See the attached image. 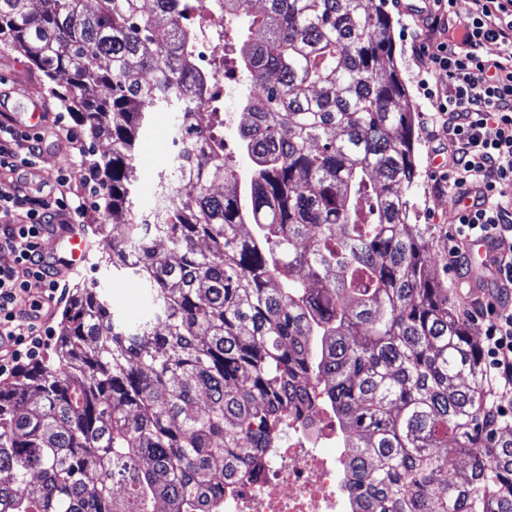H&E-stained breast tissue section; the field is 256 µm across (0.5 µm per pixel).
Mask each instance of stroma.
<instances>
[{
    "label": "stroma",
    "mask_w": 512,
    "mask_h": 512,
    "mask_svg": "<svg viewBox=\"0 0 512 512\" xmlns=\"http://www.w3.org/2000/svg\"><path fill=\"white\" fill-rule=\"evenodd\" d=\"M418 0H384L383 8L392 19V53L402 78L410 111L417 124L415 129V161L419 173L418 185L410 195V221L414 224H430L435 230L434 249L437 263L436 277L448 284L456 310L471 326L476 339H483L484 315L475 313L467 286L461 284L448 257V245L455 220L452 197L436 187L441 173L448 169V153L437 142L427 138L422 124L424 115L431 110V102L424 96L420 85L431 81L432 76L422 67L419 57L424 47L447 40L449 28L458 25L471 11L472 0H455L448 13L446 26L431 30L418 22L413 11ZM64 79L48 82L28 60L16 51H0V113H7L17 129H24L38 102L48 105L49 114H60L61 125L46 123L43 132L46 146L33 166L20 167L19 177L44 191L55 190V178L67 175L68 199L89 196L81 176L85 163L80 152L88 138L71 114L63 112L53 97V89L64 88ZM176 124L175 113L161 110L153 113L148 130L138 141V156L148 168L140 174V189L134 198L137 210H151L156 203L155 188L167 179L171 168L163 158L170 148ZM68 286L82 284L101 289L108 297L115 312L127 321L135 322L150 310L143 282L134 276L113 271L106 264L87 262L80 271L68 274Z\"/></svg>",
    "instance_id": "35a3bbf8"
}]
</instances>
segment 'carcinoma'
<instances>
[{
    "mask_svg": "<svg viewBox=\"0 0 512 512\" xmlns=\"http://www.w3.org/2000/svg\"><path fill=\"white\" fill-rule=\"evenodd\" d=\"M224 0L247 85L198 111L192 0H0V49L89 136L106 261L145 281L128 327L77 287L52 355L0 385V512H223L314 406L345 449L350 512H512V421L433 275L392 20L374 0ZM177 113L173 182L133 209L139 136ZM325 379L313 400L305 386Z\"/></svg>",
    "mask_w": 512,
    "mask_h": 512,
    "instance_id": "cac0c4a2",
    "label": "carcinoma"
}]
</instances>
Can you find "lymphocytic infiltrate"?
<instances>
[{"mask_svg":"<svg viewBox=\"0 0 512 512\" xmlns=\"http://www.w3.org/2000/svg\"><path fill=\"white\" fill-rule=\"evenodd\" d=\"M468 17L447 41L424 49L435 77L425 89L432 102L426 118L431 138H448V172L440 180L458 198L450 258L463 243L488 239L502 246L494 262L498 285L512 288V0H473ZM497 42L504 50L488 57ZM40 136L19 134L0 120V170L14 171L41 152ZM71 215L62 198L0 182V252L13 255L0 266V377L22 359L38 356L49 334L45 317L67 289L39 242ZM482 347L484 367L512 387V304L488 298Z\"/></svg>","mask_w":512,"mask_h":512,"instance_id":"f902f5d3","label":"lymphocytic infiltrate"}]
</instances>
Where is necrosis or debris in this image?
<instances>
[{
	"mask_svg": "<svg viewBox=\"0 0 512 512\" xmlns=\"http://www.w3.org/2000/svg\"><path fill=\"white\" fill-rule=\"evenodd\" d=\"M204 23L196 34V67L213 83L218 95L233 97L214 63L223 58L224 44L213 32L224 15L201 0ZM320 412L295 424L279 447L264 451V464L247 483L224 493V512H347L348 501L340 484V458L323 450L328 441Z\"/></svg>",
	"mask_w": 512,
	"mask_h": 512,
	"instance_id": "4bbe7bcc",
	"label": "necrosis or debris"
}]
</instances>
